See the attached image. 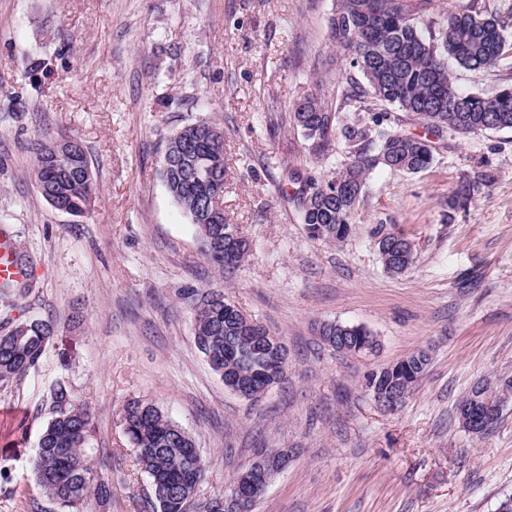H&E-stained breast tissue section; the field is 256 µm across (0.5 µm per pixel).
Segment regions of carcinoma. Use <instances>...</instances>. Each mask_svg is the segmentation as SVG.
I'll return each mask as SVG.
<instances>
[{
	"mask_svg": "<svg viewBox=\"0 0 512 512\" xmlns=\"http://www.w3.org/2000/svg\"><path fill=\"white\" fill-rule=\"evenodd\" d=\"M431 0H336L330 18L331 38L349 67L364 78L360 84L347 76L336 82V93L324 98L307 94L288 115L311 146L323 149L336 133L352 148V158L330 178L306 177L295 200L309 236L324 241H341L350 232L359 202L364 195L369 171L378 165L417 174L434 162L431 140L392 127L395 116L373 112L380 103L410 114L436 134L512 130V85L493 95L464 94L448 70V59L468 70L512 71V9L501 14L475 6L452 8L435 32L424 36L422 17ZM368 113L361 119L337 127L338 113L348 107ZM183 139L168 141L162 177L174 202L195 228L200 254L219 271L235 269L250 256L247 237L224 245L228 221L224 211L202 220V208L214 191L212 178L226 180L224 132L204 121L183 127ZM54 140L37 143L34 178L38 193L54 197L74 216L90 209L97 190L91 160L80 145L75 152L49 161ZM489 177L465 179L448 203V220L457 208L473 203ZM402 237L383 232L377 242L387 272L401 274L415 262L409 252L394 263L391 243ZM29 284L0 287V308L14 310L16 300ZM181 303L193 316L194 341L210 368L219 376L233 374L254 390L279 387L287 381L288 365L267 364L272 341L270 331L259 321L244 322L240 308L215 289L186 288ZM52 319L21 320L0 334V387L23 380L41 368L53 336ZM320 335L329 347L361 352L376 344L374 336L361 326L340 322L322 325ZM431 358L420 361L417 354L393 370L378 369L365 377L367 388L384 396L407 397L422 379ZM512 392V380L483 388V396L504 401ZM51 418L42 428L32 461L34 488L60 512H79L90 500L100 506L112 504V479H121V467L98 458L96 426L91 407L74 399L62 384L50 391ZM121 425L135 453V465L151 485V512H226L224 496H200L205 462L192 436L167 413L142 399L127 401L121 411Z\"/></svg>",
	"mask_w": 512,
	"mask_h": 512,
	"instance_id": "carcinoma-1",
	"label": "carcinoma"
}]
</instances>
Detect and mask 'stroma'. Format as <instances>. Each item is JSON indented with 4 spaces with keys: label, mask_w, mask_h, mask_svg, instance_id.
<instances>
[{
    "label": "stroma",
    "mask_w": 512,
    "mask_h": 512,
    "mask_svg": "<svg viewBox=\"0 0 512 512\" xmlns=\"http://www.w3.org/2000/svg\"><path fill=\"white\" fill-rule=\"evenodd\" d=\"M335 0H0V233L32 262L16 319L51 317L39 373L0 388V462L26 483L50 391L94 414L101 454L121 463L112 512H147L120 411L159 405L195 439L202 496L223 494L259 448H289L253 512H497L512 495V401L478 437L456 404L482 379L512 377V130L446 134L435 161L368 176L350 235L310 239L287 195L330 175L343 139L312 150L288 112L335 89ZM197 121L224 132V213L252 244L218 272L162 180L165 142ZM81 140L99 192L88 214L51 206L34 181L39 136ZM490 182L456 214L463 179ZM416 259L389 274L379 232ZM186 288L224 290L288 349V381L251 400L227 389L195 345ZM361 326L371 354L339 353L321 324ZM422 380L395 411L366 375L423 346Z\"/></svg>",
    "instance_id": "stroma-1"
}]
</instances>
